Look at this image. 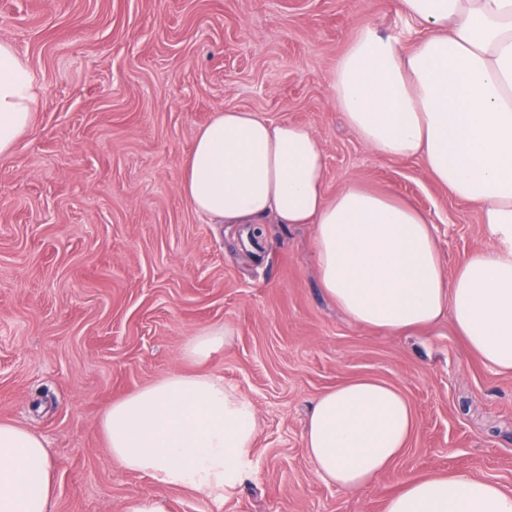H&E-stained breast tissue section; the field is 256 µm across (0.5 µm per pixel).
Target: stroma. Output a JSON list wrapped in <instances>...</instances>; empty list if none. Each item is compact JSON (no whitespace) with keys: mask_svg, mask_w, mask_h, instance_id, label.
Instances as JSON below:
<instances>
[{"mask_svg":"<svg viewBox=\"0 0 512 512\" xmlns=\"http://www.w3.org/2000/svg\"><path fill=\"white\" fill-rule=\"evenodd\" d=\"M371 25L414 47L398 0H0V40L29 61L35 112L0 156V421L42 435L54 512H383L408 479L460 471L512 490V373L448 324L391 334L347 318L323 291L308 224H212L181 191L198 128L215 112L310 127L326 191L349 179L431 221L454 270L487 242L479 211L415 158L367 149L332 100L348 39ZM232 331L206 362L204 328ZM173 371L222 377L261 431L238 490L201 497L116 464L100 430L112 402ZM372 377L414 408L409 447L368 489L322 482L303 448L313 401ZM232 331L224 327L223 331L204 329L195 334L184 349V356L197 361L207 359L212 352L226 342V336H231Z\"/></svg>","mask_w":512,"mask_h":512,"instance_id":"obj_1","label":"stroma"}]
</instances>
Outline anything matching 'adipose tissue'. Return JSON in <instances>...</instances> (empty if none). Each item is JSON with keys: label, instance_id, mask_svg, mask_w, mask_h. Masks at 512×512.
Returning a JSON list of instances; mask_svg holds the SVG:
<instances>
[{"label": "adipose tissue", "instance_id": "ef3b65f1", "mask_svg": "<svg viewBox=\"0 0 512 512\" xmlns=\"http://www.w3.org/2000/svg\"><path fill=\"white\" fill-rule=\"evenodd\" d=\"M425 28L411 51L371 27L348 41L333 101L375 153L418 158L476 207L486 244L446 271L432 226L408 202L350 180L327 197L322 146L308 127L224 110L201 127L181 191L217 224H309L325 293L353 322L401 333L449 322L489 367L512 372V0H400ZM34 76L0 40V156L33 122ZM113 460L156 484L234 492L261 423L223 378L174 371L113 402L100 421ZM415 418L394 386L356 379L322 393L304 448L317 476L358 493L408 448ZM43 438L0 422V512H54ZM385 512H512V492L466 473L403 482Z\"/></svg>", "mask_w": 512, "mask_h": 512}]
</instances>
